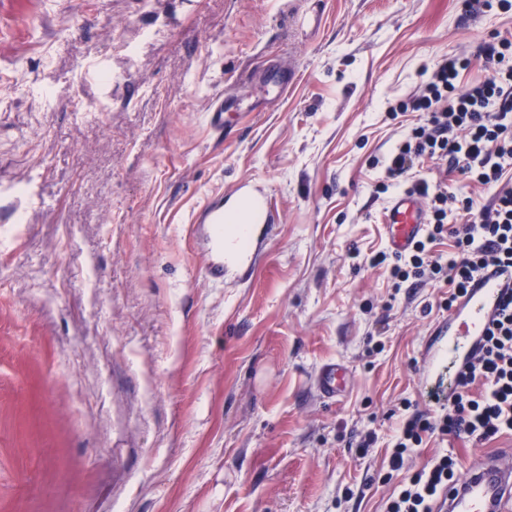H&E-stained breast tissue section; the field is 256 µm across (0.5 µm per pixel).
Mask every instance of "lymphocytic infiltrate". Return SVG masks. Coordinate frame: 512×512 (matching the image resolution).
Masks as SVG:
<instances>
[{"label": "lymphocytic infiltrate", "mask_w": 512, "mask_h": 512, "mask_svg": "<svg viewBox=\"0 0 512 512\" xmlns=\"http://www.w3.org/2000/svg\"><path fill=\"white\" fill-rule=\"evenodd\" d=\"M479 55L490 78L460 87V73L471 60L446 57L416 90L389 106L390 117L415 112L419 119L386 155L376 186L380 193L392 187L418 193L426 205V224L410 252L392 258L381 252L371 257V265H388L397 289L411 278L448 285L446 310L482 270L512 266V39L493 36L481 44ZM433 160L467 183L491 190L489 201L478 203L449 188L447 180L417 177V167ZM446 235L453 249L443 256L433 246ZM401 408L389 467L403 478L386 500L385 512H436L441 494L460 479V461L439 452L407 470L424 439L451 436L479 446L512 435V296L482 353L456 375L448 404L423 411L405 400Z\"/></svg>", "instance_id": "lymphocytic-infiltrate-1"}]
</instances>
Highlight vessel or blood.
I'll return each mask as SVG.
<instances>
[{"mask_svg": "<svg viewBox=\"0 0 512 512\" xmlns=\"http://www.w3.org/2000/svg\"><path fill=\"white\" fill-rule=\"evenodd\" d=\"M271 204L264 195H243L238 209L244 215L236 236L224 229L228 217L222 200H215L203 213L210 242L207 270L216 279L225 271L248 272L260 256L259 247L271 228L267 223ZM425 213L417 195L402 193L385 214V239L389 249L406 253L423 232ZM512 288V267L500 266L478 275L468 293L460 299L448 318L435 323L431 342L421 368L423 378H431L447 365L464 367L471 362L496 314L505 289ZM348 369L340 363L319 367L314 384L327 400L341 396L347 388ZM445 512H512V464L490 457L461 484L450 490Z\"/></svg>", "mask_w": 512, "mask_h": 512, "instance_id": "vessel-or-blood-1", "label": "vessel or blood"}]
</instances>
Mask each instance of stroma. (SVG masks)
<instances>
[{
    "label": "stroma",
    "instance_id": "35a3bbf8",
    "mask_svg": "<svg viewBox=\"0 0 512 512\" xmlns=\"http://www.w3.org/2000/svg\"><path fill=\"white\" fill-rule=\"evenodd\" d=\"M494 33L512 8L0 0V512H382L393 411L428 406L448 290L396 292L370 266L393 200L373 160L418 120L387 105L446 55L483 81ZM244 182L273 231L248 280L221 283L198 219ZM327 361L352 372L333 401ZM438 449L467 471L512 435ZM348 369L341 363H327L319 367L314 384L326 400H336L347 388Z\"/></svg>",
    "mask_w": 512,
    "mask_h": 512
}]
</instances>
